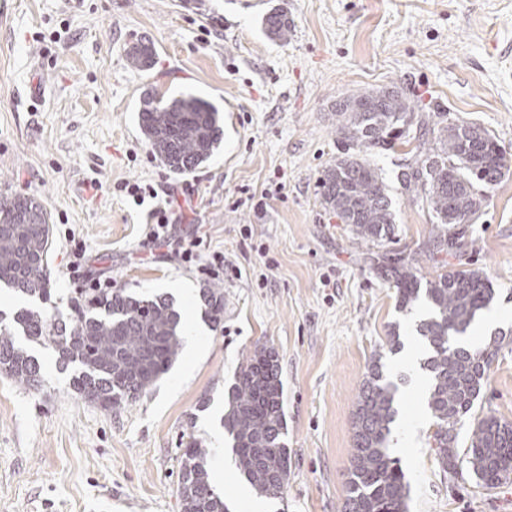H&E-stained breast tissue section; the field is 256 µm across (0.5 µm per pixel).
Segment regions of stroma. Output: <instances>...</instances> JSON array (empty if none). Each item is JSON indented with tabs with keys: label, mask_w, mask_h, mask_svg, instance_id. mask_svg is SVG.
Returning a JSON list of instances; mask_svg holds the SVG:
<instances>
[{
	"label": "stroma",
	"mask_w": 512,
	"mask_h": 512,
	"mask_svg": "<svg viewBox=\"0 0 512 512\" xmlns=\"http://www.w3.org/2000/svg\"><path fill=\"white\" fill-rule=\"evenodd\" d=\"M279 7L292 23L284 42L263 24ZM139 43L155 48L151 69L128 60ZM35 74L43 91L33 99ZM390 85L416 108L480 124L512 153V0H0V193L51 216L47 314L74 315L79 286L67 263L76 240L113 288L170 297L199 329L197 350L180 347L147 394L111 410L75 395L51 346L27 343L43 383L26 389L0 373V512H99L106 499L115 512H181L179 457L192 439L223 455L220 493L232 512H341L370 360L398 373L386 347L394 326L405 348L426 350L424 307L399 312L390 276L368 254L401 257L426 278L486 272L499 293L492 308L505 315L499 329L512 332V172L450 254L429 251L432 211L397 178L404 147L369 156L393 201L391 239H354L320 203L338 152L337 100ZM150 87L222 111L224 139L193 172L169 171L141 135L135 108ZM279 172L283 194L262 199ZM124 182L193 192L182 228L201 225L239 276L216 285L176 259L150 258L144 228L155 202H134ZM215 286L224 294L217 325L203 300ZM262 345L278 352L284 385L291 469L279 499L245 483L221 422L239 361ZM401 376L396 422L425 421L415 447L396 454L408 512H512V482L486 491L469 470L443 472L428 391ZM476 409L512 421V341L494 357Z\"/></svg>",
	"instance_id": "stroma-1"
}]
</instances>
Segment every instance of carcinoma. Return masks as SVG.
Segmentation results:
<instances>
[{
    "instance_id": "carcinoma-1",
    "label": "carcinoma",
    "mask_w": 512,
    "mask_h": 512,
    "mask_svg": "<svg viewBox=\"0 0 512 512\" xmlns=\"http://www.w3.org/2000/svg\"><path fill=\"white\" fill-rule=\"evenodd\" d=\"M264 25L282 41L292 30L285 8L268 13ZM129 55L132 64L147 68L154 47L142 43ZM138 123L153 153L177 174L207 161L224 135L214 104L191 94L165 100L151 88L140 98ZM336 142L342 156L324 172L322 203L358 239L372 242L388 238L394 230L392 200L368 159L372 151H390L398 144L411 147L398 179L407 194L431 207L441 225L435 237L440 251L453 248L464 225L475 223L482 199L476 184L489 189L512 168V154L481 125L450 119L440 109L416 114L406 92L396 86L365 90L337 103ZM49 220L47 211L28 197L0 196V285L21 296L50 299ZM391 278L399 309L420 301L429 309L418 325L431 351L427 404L436 422L438 463L455 475L461 459L457 425L472 414L500 339L475 350L450 340V335L466 333L490 307L495 290L490 279L475 270H446L425 281L402 264ZM74 309L68 326L32 308L0 311V371L28 387L43 381L40 363L16 340L18 330L31 342L55 347L62 365L76 367L74 392L108 409L144 393L178 355L181 314L170 299H137L116 289L84 294ZM223 314L224 297L217 289L209 290L205 317L218 325ZM396 395L397 387L383 378L380 360L372 361L354 405L343 512H408L409 485L399 460L389 452ZM224 431L250 488L260 497H281L290 454L284 442V391L274 348L265 346L242 357L228 391ZM466 455L479 487L491 490L511 481L512 422L489 413L475 418ZM209 456L210 449L197 442L183 449L182 512H228L210 482Z\"/></svg>"
}]
</instances>
